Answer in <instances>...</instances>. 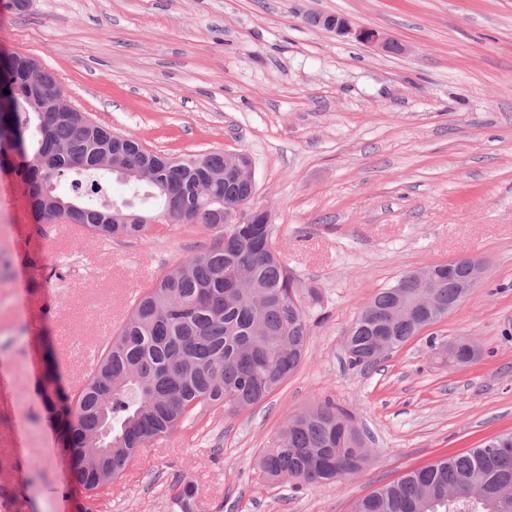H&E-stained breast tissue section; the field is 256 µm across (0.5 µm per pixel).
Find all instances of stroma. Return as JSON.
<instances>
[{"label":"stroma","instance_id":"obj_1","mask_svg":"<svg viewBox=\"0 0 512 512\" xmlns=\"http://www.w3.org/2000/svg\"><path fill=\"white\" fill-rule=\"evenodd\" d=\"M337 14L405 47L311 25ZM51 71L70 103L147 147L252 159L280 259L316 289L297 371L234 416L201 413L148 443L96 498L67 483L41 371L78 387L134 299L217 232L172 224L108 241L0 205V507L12 512H351L405 473L512 431V0H0V58ZM478 257L484 283L375 369L345 336L404 272ZM472 337L479 361L432 343ZM333 401L367 434L340 483L268 482L257 462L288 414Z\"/></svg>","mask_w":512,"mask_h":512}]
</instances>
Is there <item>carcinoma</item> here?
<instances>
[{
  "label": "carcinoma",
  "mask_w": 512,
  "mask_h": 512,
  "mask_svg": "<svg viewBox=\"0 0 512 512\" xmlns=\"http://www.w3.org/2000/svg\"><path fill=\"white\" fill-rule=\"evenodd\" d=\"M9 94H4L3 89ZM222 151L170 158L146 147L133 133L119 134L95 121L61 118L31 96L25 68L0 59V169L26 188L38 223L60 218L106 239L147 240L171 224L220 230L212 246L177 263L135 300L76 393L56 375L55 357L45 360L44 400L61 431L72 480L89 496L103 493L99 471L118 479L147 443L162 440L205 408L235 414L258 404L300 365L313 323L293 276L272 252L268 214L251 223H224V195L251 192L228 184ZM147 169L145 180L125 182L131 199L106 200L116 166ZM71 179L76 193L63 197L56 182ZM91 192L81 193L83 184ZM463 263L443 265L431 288H415L402 274L361 311L346 342L349 364L370 369L380 341L398 350L430 318L419 303L429 297L448 308ZM476 349L457 344L452 360L466 364ZM350 416L328 402L289 415L258 462L269 481L291 479L305 487L340 482L367 456L362 438L350 435ZM512 485V432L463 453L412 470L359 499L352 512H433L432 500L448 499L438 512H488L485 488Z\"/></svg>",
  "instance_id": "cac0c4a2"
}]
</instances>
